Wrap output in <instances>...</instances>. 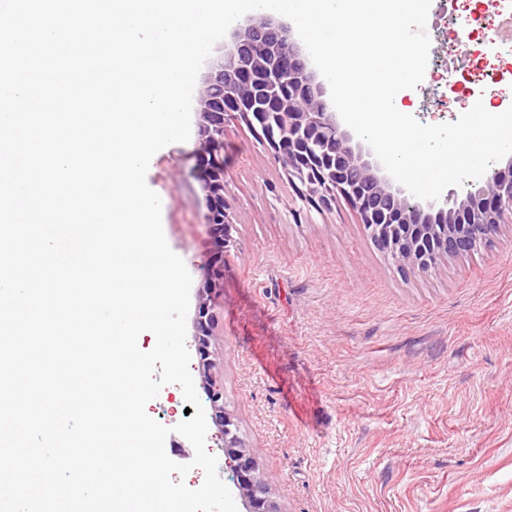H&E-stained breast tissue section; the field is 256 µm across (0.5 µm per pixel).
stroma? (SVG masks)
<instances>
[{"mask_svg":"<svg viewBox=\"0 0 512 512\" xmlns=\"http://www.w3.org/2000/svg\"><path fill=\"white\" fill-rule=\"evenodd\" d=\"M425 76L404 97L420 122L457 121L468 63L457 0H433ZM236 246L211 302L213 376L281 512H512V223L477 250L401 273L342 197L308 204L245 123L224 130ZM199 136L151 159L171 250L199 302L213 251ZM181 388L146 407L187 463Z\"/></svg>","mask_w":512,"mask_h":512,"instance_id":"35a3bbf8","label":"stroma"}]
</instances>
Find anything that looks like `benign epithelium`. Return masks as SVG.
I'll use <instances>...</instances> for the list:
<instances>
[{
  "label": "benign epithelium",
  "instance_id": "7a95c632",
  "mask_svg": "<svg viewBox=\"0 0 512 512\" xmlns=\"http://www.w3.org/2000/svg\"><path fill=\"white\" fill-rule=\"evenodd\" d=\"M327 89L310 68L291 27L270 14L250 17L232 31L229 48L208 58L198 96L199 136L206 195L204 223L213 234L209 272L199 287L195 339L211 420L224 442L225 467L236 480L248 512H280L233 416L224 406V384L211 374L210 337L217 314L212 291L232 243L233 223L224 201V167L213 154L224 142V124L243 120L288 168L291 177L323 204L335 191L350 201L375 245L398 270L426 271L464 255L494 237L512 216V155L507 170L468 182L464 198L453 192L421 203L393 183L371 148L330 110Z\"/></svg>",
  "mask_w": 512,
  "mask_h": 512
}]
</instances>
